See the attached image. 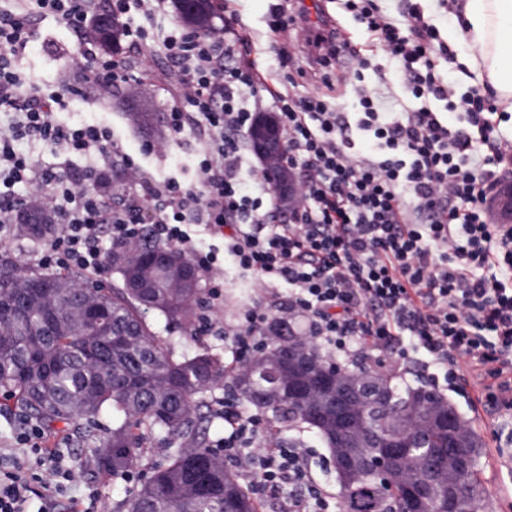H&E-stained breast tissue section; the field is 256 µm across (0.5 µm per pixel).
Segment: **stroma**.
I'll list each match as a JSON object with an SVG mask.
<instances>
[{"mask_svg": "<svg viewBox=\"0 0 512 512\" xmlns=\"http://www.w3.org/2000/svg\"><path fill=\"white\" fill-rule=\"evenodd\" d=\"M274 2L275 0H234L233 6L255 38V59L259 69L270 73L276 82L284 83L288 80V72L278 65L271 48L268 27L270 7ZM418 6L427 21L436 28L439 42L445 44L452 57L444 71L454 96H461L473 86L474 81L471 73L461 63L462 57L469 52L467 45L462 40L450 37L455 29V19L443 8L442 0H419ZM324 10L335 19L350 46L357 50L358 56L354 59L343 57L334 63L331 88H324L318 82H310L306 85L307 91L327 92L340 112L358 111V91L364 86L376 88L380 92L385 111L411 112L419 108L420 100L415 99L406 89V75L400 62L374 47L363 25L345 13L338 0H324ZM38 29L35 48L25 58L23 65L35 79L55 85L63 74L75 71L71 51L76 48L77 39L65 25L51 17L39 23ZM166 109L162 91L145 81L114 88L111 96L100 104L76 95L70 96L58 117L69 123L110 124L120 139L123 151L136 162L153 173L170 174L189 184L194 180L199 143L189 131L176 138H169ZM165 139L170 142L166 153H143L142 147L145 143ZM38 269V254L30 237L19 233L0 240V270L26 273ZM255 297L252 279L240 275L232 263H225L222 312L225 323H233ZM159 334L173 340L175 351L179 354H192L206 349L224 360L231 355L230 343L216 336H198L193 330L174 324L160 328ZM402 377L404 383L414 386L423 384L438 392L452 402L469 421L482 441L476 473L481 494V512H512V472L496 462L499 443L493 434V412L487 408L474 409L472 389H464L444 380H434L420 361L411 362ZM281 430L285 438L296 440L307 448L316 464L315 474L318 481L329 490H337L338 483L331 466L329 450L321 438L314 431L287 422L282 423ZM70 457L75 481L68 489L69 494L94 492L95 512H112L113 503L124 498L131 487L130 482L115 481L92 473L86 464L88 450L79 442H72Z\"/></svg>", "mask_w": 512, "mask_h": 512, "instance_id": "stroma-1", "label": "stroma"}]
</instances>
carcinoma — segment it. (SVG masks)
<instances>
[{
	"label": "carcinoma",
	"mask_w": 512,
	"mask_h": 512,
	"mask_svg": "<svg viewBox=\"0 0 512 512\" xmlns=\"http://www.w3.org/2000/svg\"><path fill=\"white\" fill-rule=\"evenodd\" d=\"M161 244H137L122 249L129 269L141 270ZM39 278L64 280L69 288L32 292L10 284ZM0 288V391L13 396L35 418L48 426L84 421L83 438L92 449L91 463L102 475L123 479L144 460V448L162 443L170 448L165 462L148 468L112 512H259V502L237 474L210 448L203 423L211 418L212 393L230 378L250 404L248 386L255 383L270 392L262 404L276 420L306 424L300 407L276 397L274 374L287 375L280 358L270 352L243 363L229 374L224 362L203 350L178 355L147 321L151 310L166 323L192 324L199 288H173L165 282L153 288L132 289L120 284L102 288L70 276L38 273L4 275ZM369 396L376 384L394 391L386 404L369 412L370 423L382 441L396 437L420 444L413 453L439 462L448 457V437L428 422V412L410 402L420 386L401 387L387 372L353 366ZM315 403L329 423L335 422L336 390L315 388ZM460 431L472 445L477 462L480 440L467 420ZM471 495L462 512H480L481 498L475 469H470ZM403 486L364 475L339 485L341 512H400ZM447 508V492L438 488L423 506L425 512Z\"/></svg>",
	"instance_id": "cac0c4a2"
}]
</instances>
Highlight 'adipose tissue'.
I'll return each instance as SVG.
<instances>
[{
  "label": "adipose tissue",
  "mask_w": 512,
  "mask_h": 512,
  "mask_svg": "<svg viewBox=\"0 0 512 512\" xmlns=\"http://www.w3.org/2000/svg\"><path fill=\"white\" fill-rule=\"evenodd\" d=\"M470 54L466 67L493 88L502 111L512 112V0H456Z\"/></svg>",
  "instance_id": "ef3b65f1"
}]
</instances>
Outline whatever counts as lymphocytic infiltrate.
<instances>
[{
  "mask_svg": "<svg viewBox=\"0 0 512 512\" xmlns=\"http://www.w3.org/2000/svg\"><path fill=\"white\" fill-rule=\"evenodd\" d=\"M173 5L0 0V115L9 118L0 125V185L11 190L0 223L26 222L39 206L36 194L13 193V186L55 182L46 221L57 229L41 246V267L103 276L106 245L139 243L147 219L158 243L187 253L205 273L208 298L196 332L230 341L235 363L260 342H273L295 316L305 322L300 340L317 344L330 361L378 351L401 370L417 359L473 388L477 403L501 419L512 418V225L491 223L487 208L512 149L500 130L512 114L497 111L491 87L474 86L463 98L464 128L425 107L381 111L374 92H362L359 126L379 151L372 157L355 151L346 117L329 100L267 91L235 12L208 32H190L175 20ZM346 7L358 10L379 46L401 61L415 98L448 97L443 74L418 70L435 51L436 33L415 0L399 24L374 0H346ZM136 15L170 20L159 40L170 64L146 77L168 95L169 132H193L201 143L196 187L136 164L111 127L57 122L67 88L48 87L22 70L38 23L55 18L78 37L79 94L99 98L131 79V54L151 48L143 26L132 23ZM104 17L119 24L128 53L96 39ZM309 44L315 54L308 58L280 46V65L328 81L347 41L334 29ZM265 101L279 116L281 162L298 186L297 204L286 213L271 209L273 177L252 167L242 139ZM21 142L85 165L65 177L37 171L18 151ZM114 157L122 162L123 187L98 188L102 162ZM200 233L220 239L223 251L200 250ZM222 252L254 278L259 293L230 326L216 315L224 305ZM214 416L224 432L213 447L254 494L284 498L285 512H337L305 448L284 442L237 400L219 403ZM0 417L11 426V452L0 459V512H93L92 503L64 494L74 474L55 431L14 404H1Z\"/></svg>",
  "mask_w": 512,
  "mask_h": 512,
  "instance_id": "lymphocytic-infiltrate-1",
  "label": "lymphocytic infiltrate"
}]
</instances>
